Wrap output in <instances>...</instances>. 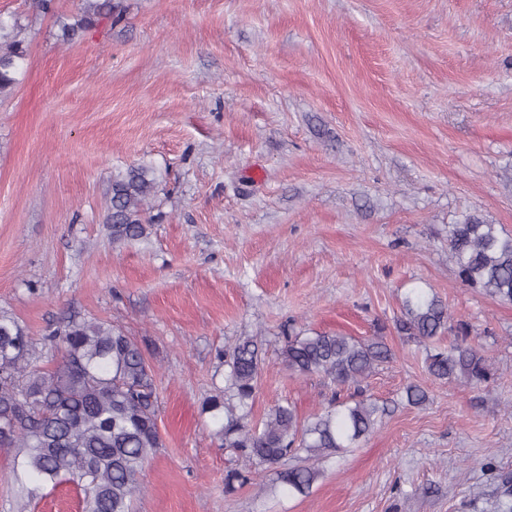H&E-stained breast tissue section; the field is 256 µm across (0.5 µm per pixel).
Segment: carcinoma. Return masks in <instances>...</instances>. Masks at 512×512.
<instances>
[{"label": "carcinoma", "mask_w": 512, "mask_h": 512, "mask_svg": "<svg viewBox=\"0 0 512 512\" xmlns=\"http://www.w3.org/2000/svg\"><path fill=\"white\" fill-rule=\"evenodd\" d=\"M85 2L80 19L62 25L63 41H73L95 20L118 10L116 0ZM23 30L18 21L0 22V95L18 83L27 55ZM155 189L145 166L113 176L106 218L112 244L147 237L146 206ZM448 249L463 283L512 302V234L469 214L448 225ZM395 328L424 348L426 371L436 381L477 387L494 376L490 359L469 341V325L451 324L448 305L434 294L411 291ZM450 331L456 339L441 343ZM282 341L288 370L330 382L332 401L304 421L288 402L254 421L264 370L261 340L240 336L224 348V390L210 396L202 411L219 422L216 435L223 446L251 464L247 471H226L227 495L274 466L280 467L278 491L308 495L321 474L319 464L369 438L385 413L361 390L390 358L382 337L362 340L290 325ZM351 388L352 395L342 396ZM405 397L413 406L428 401L426 390L415 384L406 387ZM158 412L155 366L121 328L74 316L37 343L15 317L0 311V448L13 451L11 473L21 498L31 502L48 486L69 484L81 512H131L146 469L163 447Z\"/></svg>", "instance_id": "1"}]
</instances>
